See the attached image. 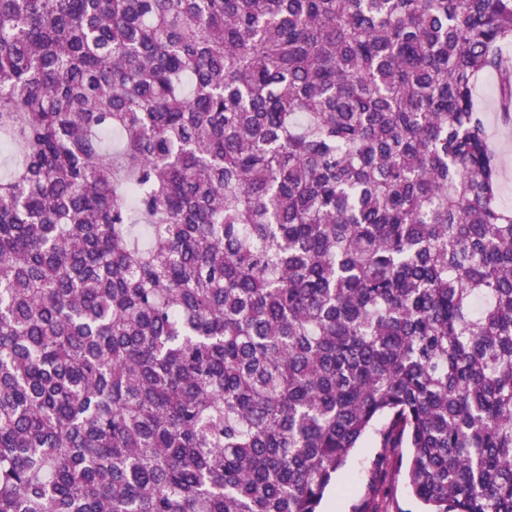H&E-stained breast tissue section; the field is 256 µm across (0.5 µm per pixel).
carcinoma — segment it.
<instances>
[{
    "instance_id": "cac0c4a2",
    "label": "carcinoma",
    "mask_w": 512,
    "mask_h": 512,
    "mask_svg": "<svg viewBox=\"0 0 512 512\" xmlns=\"http://www.w3.org/2000/svg\"><path fill=\"white\" fill-rule=\"evenodd\" d=\"M512 0H0V512H318L370 434L512 512ZM474 99L486 112L490 142L503 160L499 200L504 207L512 209V126L504 125L500 119L496 76L486 75L478 82Z\"/></svg>"
}]
</instances>
